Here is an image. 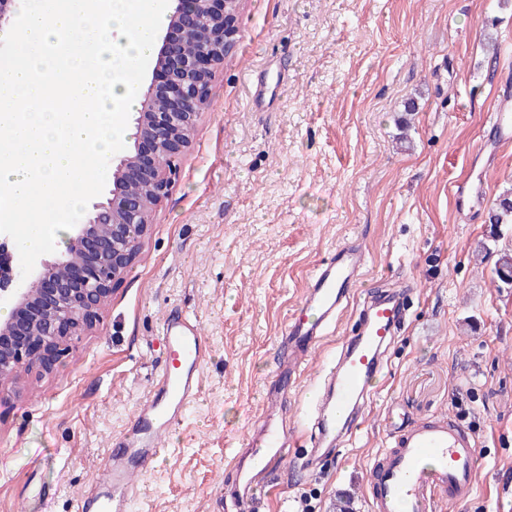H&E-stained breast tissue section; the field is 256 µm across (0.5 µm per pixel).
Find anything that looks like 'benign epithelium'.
Segmentation results:
<instances>
[{"mask_svg":"<svg viewBox=\"0 0 512 512\" xmlns=\"http://www.w3.org/2000/svg\"><path fill=\"white\" fill-rule=\"evenodd\" d=\"M158 50L156 78L136 112L132 146L110 160L109 197L92 204L62 250L39 257L22 278L16 245L0 234V384L34 365L52 370L62 347L93 328L137 259L151 216L167 194L176 160L190 146L214 69L236 34L242 0H175ZM205 47L185 53L189 36ZM169 165H159L160 156Z\"/></svg>","mask_w":512,"mask_h":512,"instance_id":"7a95c632","label":"benign epithelium"}]
</instances>
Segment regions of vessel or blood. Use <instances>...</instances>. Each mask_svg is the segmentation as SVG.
<instances>
[{
  "label": "vessel or blood",
  "mask_w": 512,
  "mask_h": 512,
  "mask_svg": "<svg viewBox=\"0 0 512 512\" xmlns=\"http://www.w3.org/2000/svg\"><path fill=\"white\" fill-rule=\"evenodd\" d=\"M366 266L362 246L350 241L323 258L310 276L303 297L285 326V375L300 379L308 355L319 348L344 307L354 299ZM403 297L394 294L371 301L359 331L341 343L336 363L319 379L321 398L309 410L316 432L267 428L262 436L244 438L251 462L244 484L229 490L233 497H250L257 480L274 461L295 445H309L300 465H320L337 441L360 429L357 414L368 382L380 370L386 349L405 317ZM161 334L167 357L162 372L136 409L131 426L119 437L108 466L97 475L96 493H81L79 512H127L136 478L166 450V442L181 424L202 387L203 335L197 322L166 318ZM478 434L451 418L412 424L394 432L391 444L370 470L372 512H435L440 505L467 502L477 488Z\"/></svg>",
  "instance_id": "vessel-or-blood-1"
}]
</instances>
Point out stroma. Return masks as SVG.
I'll use <instances>...</instances> for the list:
<instances>
[{"label":"stroma","mask_w":512,"mask_h":512,"mask_svg":"<svg viewBox=\"0 0 512 512\" xmlns=\"http://www.w3.org/2000/svg\"><path fill=\"white\" fill-rule=\"evenodd\" d=\"M508 92L512 0H245L132 271L52 371L0 393V512H75L161 370L170 314L202 328V393L129 512H238L226 452L264 414L310 427L312 378L275 371L309 273L347 241L366 272L312 368L370 296L405 289L411 306L366 427L320 470L275 465L254 512H330L340 493L370 512L375 456L440 416L480 431L477 491L441 512H512V288L494 273L512 224L487 215L512 190V142L495 144L493 120ZM272 386L283 402L265 401Z\"/></svg>","instance_id":"35a3bbf8"}]
</instances>
